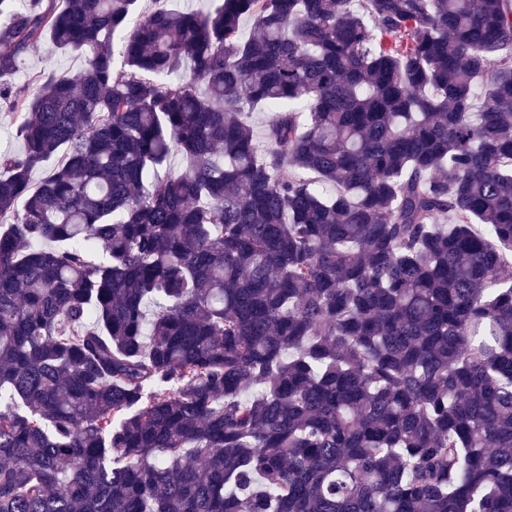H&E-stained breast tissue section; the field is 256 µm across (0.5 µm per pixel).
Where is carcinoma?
<instances>
[{"mask_svg":"<svg viewBox=\"0 0 512 512\" xmlns=\"http://www.w3.org/2000/svg\"><path fill=\"white\" fill-rule=\"evenodd\" d=\"M0 103V512H512V0H0ZM83 64L80 58L72 57L67 53H57L52 56L38 52L32 53L22 61L16 81L19 83L26 82L44 69H54L62 74L75 73L83 67ZM21 141L15 135L11 115L0 112V152H19Z\"/></svg>","mask_w":512,"mask_h":512,"instance_id":"obj_1","label":"carcinoma"}]
</instances>
